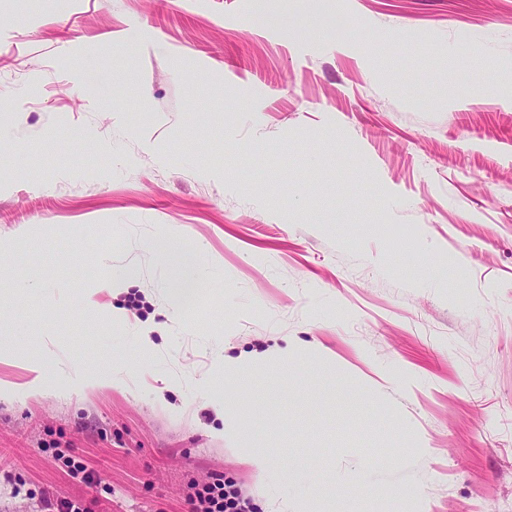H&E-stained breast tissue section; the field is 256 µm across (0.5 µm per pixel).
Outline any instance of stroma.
Wrapping results in <instances>:
<instances>
[{"mask_svg": "<svg viewBox=\"0 0 512 512\" xmlns=\"http://www.w3.org/2000/svg\"><path fill=\"white\" fill-rule=\"evenodd\" d=\"M0 307V512H512V0H0ZM180 236L179 227L163 224L152 242V248L159 257L170 260L173 258V245ZM132 285L131 279L127 278H118L113 280V278H109L103 281L99 288H96L92 293H89L84 301L82 312L85 316L92 317L96 315L99 311L98 303L94 300V295L101 290H108L112 292L113 290L128 288ZM189 512H250V503L235 489L225 488L222 479L195 489L187 496Z\"/></svg>", "mask_w": 512, "mask_h": 512, "instance_id": "1", "label": "stroma"}]
</instances>
